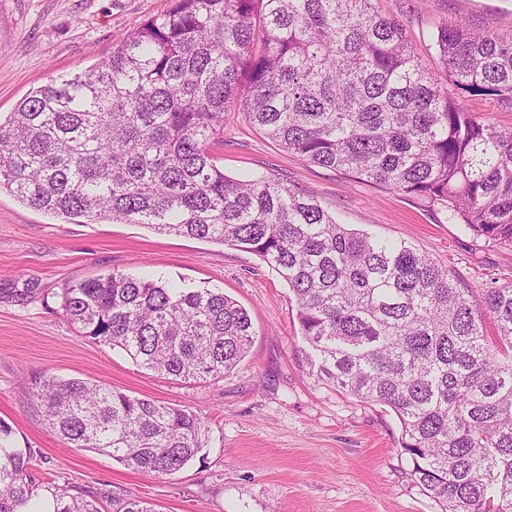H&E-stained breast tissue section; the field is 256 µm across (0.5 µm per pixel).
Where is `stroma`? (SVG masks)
I'll return each mask as SVG.
<instances>
[{
  "instance_id": "stroma-1",
  "label": "stroma",
  "mask_w": 512,
  "mask_h": 512,
  "mask_svg": "<svg viewBox=\"0 0 512 512\" xmlns=\"http://www.w3.org/2000/svg\"><path fill=\"white\" fill-rule=\"evenodd\" d=\"M171 0H0V112L50 77L108 58L113 44ZM404 26L423 64L439 66L442 22L512 39V0H373ZM233 178L265 175L317 195L337 221L418 252L483 288L512 284V248L449 223L445 209L308 164L231 113L211 146ZM123 273L223 289L250 314L245 358L218 378L175 379L136 366L120 348L79 336L64 317L66 283ZM96 382L193 411L205 448L177 473L151 476L64 444L30 383L43 373ZM0 422L30 457L37 496L59 485L140 498L156 512H441L414 483L395 414L319 380L293 293L259 256L103 219L74 224L0 195Z\"/></svg>"
}]
</instances>
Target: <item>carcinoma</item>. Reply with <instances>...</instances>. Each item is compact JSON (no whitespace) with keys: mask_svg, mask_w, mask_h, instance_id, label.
<instances>
[{"mask_svg":"<svg viewBox=\"0 0 512 512\" xmlns=\"http://www.w3.org/2000/svg\"><path fill=\"white\" fill-rule=\"evenodd\" d=\"M432 41L436 71L372 0H171L106 60L0 113V193L77 224L256 254L292 291L318 378L395 413L441 512H512V286L470 285L405 240L337 223L310 192L226 176L210 153L238 106L308 162L512 246V130L456 99L512 105V40L440 24ZM62 310L80 335L175 378L224 375L253 336L220 288L118 273L67 285ZM31 392L57 437L138 471L173 475L207 441L193 412L89 381L45 373ZM28 461L0 422V512L30 504ZM53 496L54 512H100L93 495ZM112 512L155 510L126 498Z\"/></svg>","mask_w":512,"mask_h":512,"instance_id":"carcinoma-1","label":"carcinoma"}]
</instances>
